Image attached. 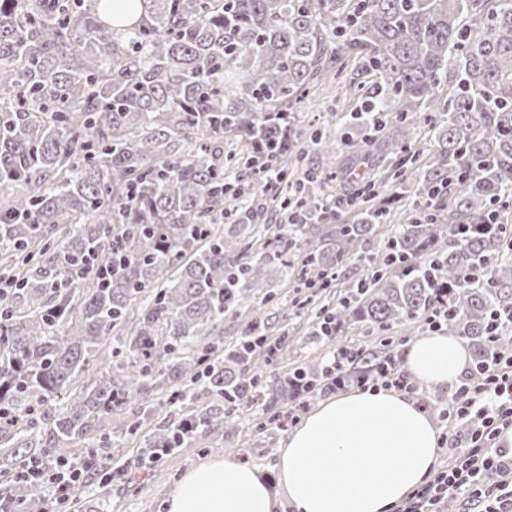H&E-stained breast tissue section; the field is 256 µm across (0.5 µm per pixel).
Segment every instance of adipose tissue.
<instances>
[{
	"mask_svg": "<svg viewBox=\"0 0 512 512\" xmlns=\"http://www.w3.org/2000/svg\"><path fill=\"white\" fill-rule=\"evenodd\" d=\"M469 361L456 337L429 333L405 368L430 387L456 382ZM440 432L415 401L389 390H354L322 402L278 452L277 476L293 512H390L436 466ZM260 471L232 458L189 469L167 512H275Z\"/></svg>",
	"mask_w": 512,
	"mask_h": 512,
	"instance_id": "obj_1",
	"label": "adipose tissue"
}]
</instances>
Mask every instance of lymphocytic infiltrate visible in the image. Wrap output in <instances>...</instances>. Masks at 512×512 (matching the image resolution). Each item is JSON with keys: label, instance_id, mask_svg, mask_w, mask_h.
I'll return each mask as SVG.
<instances>
[{"label": "lymphocytic infiltrate", "instance_id": "f902f5d3", "mask_svg": "<svg viewBox=\"0 0 512 512\" xmlns=\"http://www.w3.org/2000/svg\"><path fill=\"white\" fill-rule=\"evenodd\" d=\"M346 351H337L329 368L334 389L353 383L366 388L381 383L388 389L412 391L408 377L391 365L354 375L345 364ZM451 423L472 429L450 464L434 471L393 512H443L448 498L462 499L477 512H512V453L498 447L501 429L512 427V355L493 357L480 376L464 382L443 411Z\"/></svg>", "mask_w": 512, "mask_h": 512}]
</instances>
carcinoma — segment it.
<instances>
[{"label": "carcinoma", "instance_id": "1", "mask_svg": "<svg viewBox=\"0 0 512 512\" xmlns=\"http://www.w3.org/2000/svg\"><path fill=\"white\" fill-rule=\"evenodd\" d=\"M332 83L395 158L341 220L293 181L294 113ZM422 128L426 153L411 150ZM227 138L287 223H251L248 189L225 182ZM311 148L322 167L305 180L335 179L336 141ZM389 191L427 206L395 218L311 336L385 332L443 291L442 332L471 343L475 376L512 353V334L488 340L512 307V0H0V466L31 489L0 490V512H42L23 470L62 460L61 443L101 476L96 498L81 481L66 498L97 512L158 401L194 406L141 442L162 456L267 396L256 348L279 355L282 338L247 299L288 280L330 299ZM232 313L246 332L222 349ZM326 381L310 366L286 384L298 398Z\"/></svg>", "mask_w": 512, "mask_h": 512}]
</instances>
